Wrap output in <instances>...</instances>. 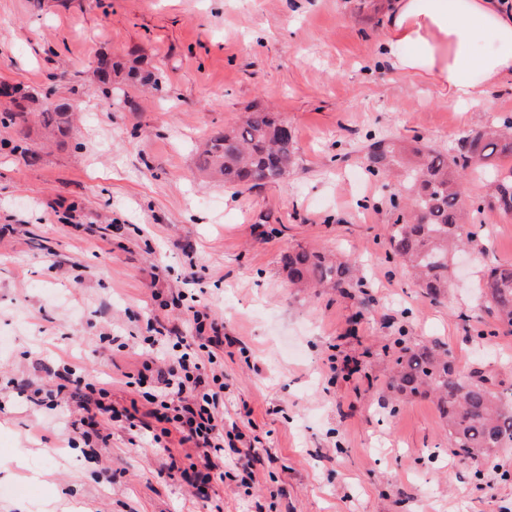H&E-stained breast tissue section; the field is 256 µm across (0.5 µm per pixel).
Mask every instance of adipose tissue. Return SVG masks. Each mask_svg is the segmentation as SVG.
<instances>
[{
	"label": "adipose tissue",
	"instance_id": "1",
	"mask_svg": "<svg viewBox=\"0 0 512 512\" xmlns=\"http://www.w3.org/2000/svg\"><path fill=\"white\" fill-rule=\"evenodd\" d=\"M384 53L446 104L481 106L487 84L512 75V0H394Z\"/></svg>",
	"mask_w": 512,
	"mask_h": 512
}]
</instances>
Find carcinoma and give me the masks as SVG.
Segmentation results:
<instances>
[{"label":"carcinoma","instance_id":"1","mask_svg":"<svg viewBox=\"0 0 512 512\" xmlns=\"http://www.w3.org/2000/svg\"><path fill=\"white\" fill-rule=\"evenodd\" d=\"M94 77L102 94L114 102H131L134 84L163 90L160 77L132 55L120 59L104 53ZM6 107L0 123L21 125L35 107L44 128L65 135L72 108L66 102L48 106L39 95L18 86L0 88ZM199 168L224 179L229 187H256L284 180L295 164V145L288 126L264 109L251 110L234 125L224 127L202 143ZM512 124L489 125L464 136L455 152L423 146L418 140L381 139L367 152V171L388 178L392 167L404 170L402 189L391 194L395 215L388 225L392 254L409 268L417 286L439 299L448 294L450 254L466 239L477 236L467 228L464 181L468 171L491 177L492 192L483 206L512 214ZM292 288L353 287L350 269L330 255L299 249L284 256ZM482 293L496 318L512 327V265L489 268ZM397 397L430 393L448 427V444L472 455H489L512 442V408L503 404L490 379L463 378L451 358L433 345L407 349L396 359L389 385Z\"/></svg>","mask_w":512,"mask_h":512}]
</instances>
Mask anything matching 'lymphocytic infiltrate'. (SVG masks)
Returning a JSON list of instances; mask_svg holds the SVG:
<instances>
[{
    "label": "lymphocytic infiltrate",
    "mask_w": 512,
    "mask_h": 512,
    "mask_svg": "<svg viewBox=\"0 0 512 512\" xmlns=\"http://www.w3.org/2000/svg\"><path fill=\"white\" fill-rule=\"evenodd\" d=\"M207 318L195 312L197 334L190 338L171 337L160 327L144 337V359L131 380L139 394L123 409L105 403V389L84 382L67 364L56 372L55 390L61 400L76 403L80 425L95 426L104 415L122 418L130 430L157 431L192 448L196 461L191 469L173 461L166 468L199 490L224 476V339L206 335Z\"/></svg>",
    "instance_id": "lymphocytic-infiltrate-1"
}]
</instances>
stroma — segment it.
Segmentation results:
<instances>
[{"label": "stroma", "mask_w": 512, "mask_h": 512, "mask_svg": "<svg viewBox=\"0 0 512 512\" xmlns=\"http://www.w3.org/2000/svg\"><path fill=\"white\" fill-rule=\"evenodd\" d=\"M391 2L0 0V82L76 117L50 141L34 114L0 125V512H512V447L467 456L431 398L387 391L402 349L435 344L512 406V329L480 293L488 267L512 264V215L470 211L478 235L434 300L391 258L390 191L366 170L378 138L449 150L512 116V76L480 107L444 104L384 57ZM105 50L141 56L164 96L104 98ZM253 109L286 121L296 164L229 188L195 146ZM298 248L335 253L361 287L289 288L282 257ZM197 310L234 341L224 418L259 439L253 480L228 456V478L198 494L105 416L88 455L73 405L13 386L52 388L64 361L128 404L147 321L189 336Z\"/></svg>", "instance_id": "35a3bbf8"}]
</instances>
